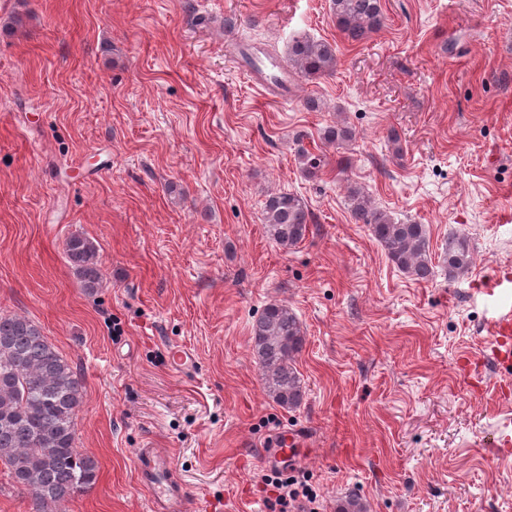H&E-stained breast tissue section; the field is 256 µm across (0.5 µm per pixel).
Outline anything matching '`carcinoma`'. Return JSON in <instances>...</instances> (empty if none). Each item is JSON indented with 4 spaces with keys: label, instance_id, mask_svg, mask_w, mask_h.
Instances as JSON below:
<instances>
[{
    "label": "carcinoma",
    "instance_id": "carcinoma-1",
    "mask_svg": "<svg viewBox=\"0 0 512 512\" xmlns=\"http://www.w3.org/2000/svg\"><path fill=\"white\" fill-rule=\"evenodd\" d=\"M331 5L337 28L352 41L382 26L380 0H331ZM336 64V47L326 41L301 38L288 49V67L306 79L329 75ZM353 138V130L342 124L322 134L328 144ZM300 156L305 174L317 176L323 156L304 148ZM349 202L355 222L369 226L395 267L418 280L433 276L426 225L393 220L358 189L349 191ZM310 223L301 197L276 192L267 198L264 228L278 246L289 249L301 243ZM65 253L85 293L95 294L103 272L94 243L73 235ZM442 262L450 280L471 268L473 252L466 235L448 233ZM252 342L267 395L284 409L300 407L304 391L295 362L305 335L295 313L282 303L268 305L252 326ZM82 402L80 379L41 326L24 316L0 315V463L18 486L32 493L36 512H56L59 503L96 481L97 462L76 446L75 418Z\"/></svg>",
    "mask_w": 512,
    "mask_h": 512
}]
</instances>
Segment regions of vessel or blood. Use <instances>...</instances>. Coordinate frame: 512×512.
Returning <instances> with one entry per match:
<instances>
[{
  "instance_id": "vessel-or-blood-1",
  "label": "vessel or blood",
  "mask_w": 512,
  "mask_h": 512,
  "mask_svg": "<svg viewBox=\"0 0 512 512\" xmlns=\"http://www.w3.org/2000/svg\"><path fill=\"white\" fill-rule=\"evenodd\" d=\"M493 358L503 367L512 365V313L493 318ZM140 486L148 494L149 512H190V499L173 472L171 456L157 448H141L135 455Z\"/></svg>"
}]
</instances>
